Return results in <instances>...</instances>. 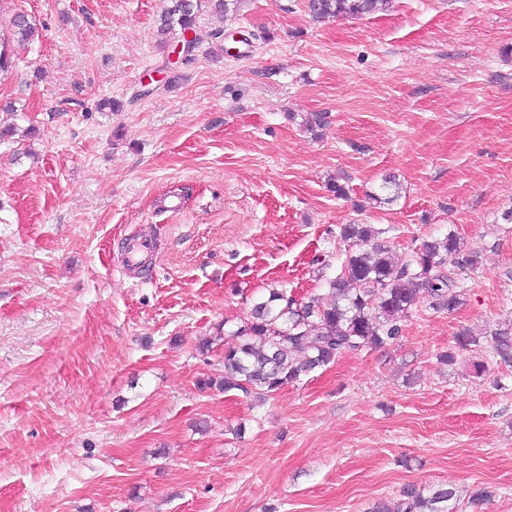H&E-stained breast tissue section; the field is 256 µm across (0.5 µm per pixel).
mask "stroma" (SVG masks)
Instances as JSON below:
<instances>
[{"mask_svg": "<svg viewBox=\"0 0 512 512\" xmlns=\"http://www.w3.org/2000/svg\"><path fill=\"white\" fill-rule=\"evenodd\" d=\"M198 4L174 65L165 0H0V37L36 29L0 72V512H371L409 484L512 512L490 339L512 322V0L322 23L306 0ZM344 224L399 250L455 230L477 258L459 305L419 300L397 340L264 401L200 388L224 375L202 339L267 287L320 292ZM135 231L156 250L133 271ZM464 331L480 346L442 362Z\"/></svg>", "mask_w": 512, "mask_h": 512, "instance_id": "35a3bbf8", "label": "stroma"}]
</instances>
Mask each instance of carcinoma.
<instances>
[{
  "label": "carcinoma",
  "instance_id": "obj_1",
  "mask_svg": "<svg viewBox=\"0 0 512 512\" xmlns=\"http://www.w3.org/2000/svg\"><path fill=\"white\" fill-rule=\"evenodd\" d=\"M391 0H307L311 18L365 16L383 11ZM194 0H170L161 13L157 35L178 44L195 27ZM14 36L19 42L34 37L35 28L23 15L16 17ZM328 125L325 112L305 116L303 127L315 133ZM381 229L372 224H344L338 237L343 244L339 272L325 279V296L297 300L287 290L270 288L253 305L250 317L224 338V377L202 385L224 392L238 391L263 399L302 377L325 367L341 355L365 347H379L401 336L402 321L420 298L436 310L459 304L454 291L455 271L476 265L462 253L457 235L412 245L401 257L380 241ZM494 348L503 359L512 357V327L491 332ZM470 332L456 337V346L441 355L450 365L457 353L478 345ZM454 492L439 489L430 496L413 485L401 498L375 504L372 512H448Z\"/></svg>",
  "mask_w": 512,
  "mask_h": 512
}]
</instances>
